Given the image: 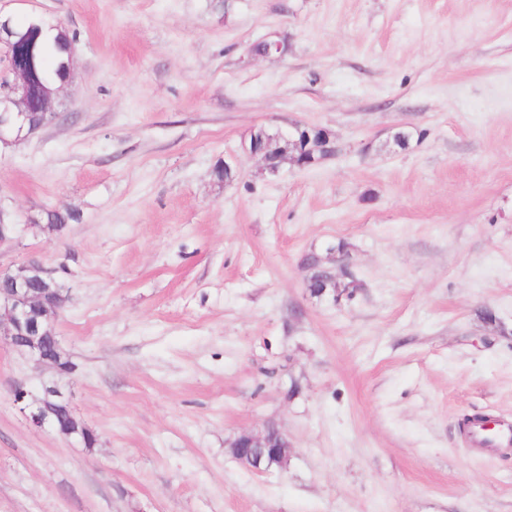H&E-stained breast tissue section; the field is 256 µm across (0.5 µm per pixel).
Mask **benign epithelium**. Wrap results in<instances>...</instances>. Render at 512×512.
Segmentation results:
<instances>
[{"mask_svg":"<svg viewBox=\"0 0 512 512\" xmlns=\"http://www.w3.org/2000/svg\"><path fill=\"white\" fill-rule=\"evenodd\" d=\"M12 17L0 15V45L6 49L7 58H12L14 42L10 28ZM11 78L0 91V140L8 142V136L22 127L31 103L32 86L28 73L10 67ZM60 91L46 94L39 105L45 115L44 126L58 123L61 113L55 107ZM268 131H262V144L257 150L242 146L243 151L261 158L264 168L275 173L286 162L301 168L315 166L321 160L336 155L337 146L332 132L324 127L315 128V135L305 133L297 125L286 133H276L286 146L272 145ZM20 225L4 222L0 210V245L18 239ZM44 287L34 288L29 280L14 274L12 269H1L0 278L9 282V287L0 289V338L11 347L38 363L58 368L57 360L48 352V341L60 348L54 322L58 318L51 296H68V288L56 276V271L43 268ZM14 401L27 412V417L39 427H48L57 433L71 437L81 431L88 437L95 433L81 424L74 416L70 399L63 386L52 381L43 385V399L20 385L15 389ZM232 454L241 463L257 472L272 471V464L285 468L290 455V444L283 434L271 436L267 433H243L232 442Z\"/></svg>","mask_w":512,"mask_h":512,"instance_id":"1","label":"benign epithelium"}]
</instances>
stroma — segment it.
Segmentation results:
<instances>
[{
  "instance_id": "35a3bbf8",
  "label": "stroma",
  "mask_w": 512,
  "mask_h": 512,
  "mask_svg": "<svg viewBox=\"0 0 512 512\" xmlns=\"http://www.w3.org/2000/svg\"><path fill=\"white\" fill-rule=\"evenodd\" d=\"M76 36L65 121L0 145V267L56 269L88 448L12 389L53 368L0 342V512H512V0H0ZM274 35L284 54L250 49ZM338 152L270 174L251 128ZM410 134L395 146L398 131ZM236 171L218 182L216 162ZM83 221L51 233L43 209ZM346 242L359 287L310 297ZM492 310L495 321L484 320ZM276 426L272 473L230 443ZM500 427L488 435L480 422L470 423L466 430V441L469 448L477 453H490L498 448L512 446V422L500 420Z\"/></svg>"
}]
</instances>
